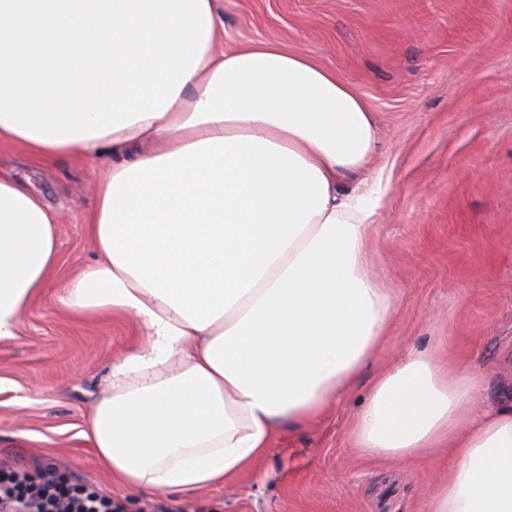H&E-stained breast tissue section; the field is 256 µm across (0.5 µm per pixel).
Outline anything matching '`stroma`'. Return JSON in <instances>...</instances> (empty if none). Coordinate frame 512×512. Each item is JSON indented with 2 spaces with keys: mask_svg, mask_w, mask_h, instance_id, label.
I'll return each instance as SVG.
<instances>
[{
  "mask_svg": "<svg viewBox=\"0 0 512 512\" xmlns=\"http://www.w3.org/2000/svg\"><path fill=\"white\" fill-rule=\"evenodd\" d=\"M224 46L281 43L336 71L374 112L384 201L366 251L397 298L384 344L308 425H283L258 473L190 494L113 489L82 432L113 359L138 340L125 317H80L57 297L96 257L84 219L112 167L68 154L36 165L0 143V170L30 183L58 216L55 275L0 340V472L64 467L123 503L188 512H427L444 448L376 461L350 426L377 374L412 348L484 374L481 407H512V0H219Z\"/></svg>",
  "mask_w": 512,
  "mask_h": 512,
  "instance_id": "obj_1",
  "label": "stroma"
}]
</instances>
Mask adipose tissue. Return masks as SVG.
Segmentation results:
<instances>
[{
	"label": "adipose tissue",
	"instance_id": "adipose-tissue-1",
	"mask_svg": "<svg viewBox=\"0 0 512 512\" xmlns=\"http://www.w3.org/2000/svg\"><path fill=\"white\" fill-rule=\"evenodd\" d=\"M0 141L40 162L112 151L86 230L96 261L58 297L83 316L131 318L86 438L124 491L190 493L252 468L284 424L319 421L387 336L396 298L365 241L378 190L373 112L335 72L281 44L228 49L210 22L202 59L162 117L108 135ZM57 218L0 173V340L59 262ZM478 373L408 351L374 380L350 439L368 457L452 456L427 512H512V410L462 428Z\"/></svg>",
	"mask_w": 512,
	"mask_h": 512
}]
</instances>
